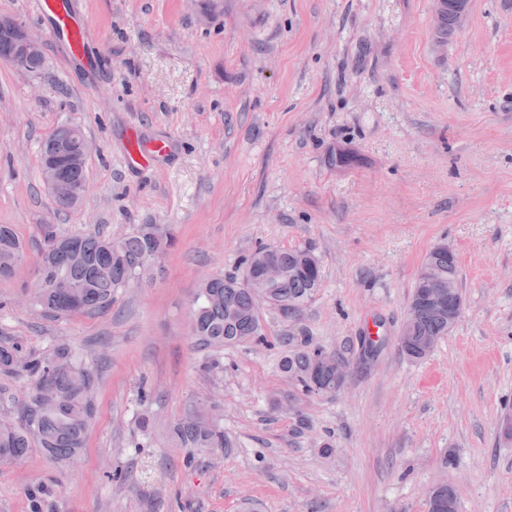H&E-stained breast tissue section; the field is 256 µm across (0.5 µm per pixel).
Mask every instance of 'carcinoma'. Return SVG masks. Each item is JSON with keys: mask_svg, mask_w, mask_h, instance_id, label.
<instances>
[{"mask_svg": "<svg viewBox=\"0 0 512 512\" xmlns=\"http://www.w3.org/2000/svg\"><path fill=\"white\" fill-rule=\"evenodd\" d=\"M459 25L457 13L445 10L436 29L437 41H447ZM80 135L79 128L61 125L45 138L41 151L50 145H64L72 151ZM43 235L38 273L47 287L34 308L51 317L110 307L119 289L149 277L154 262L176 242L171 228L157 224H142L115 245L97 233H65L53 224L43 225ZM270 255L285 268L284 276L275 282L256 281L247 288L236 287L238 279L233 277L217 276L204 282L193 302L194 333L200 344L222 348L264 340L263 305L296 316L303 312L321 281L319 258L307 248H260L246 261V269L259 274ZM22 258V242L9 226L0 225V278L11 276ZM425 262L434 267L436 278L415 283L404 325L406 355L416 360L425 358L420 352L424 342L448 334V306L452 305L449 299L443 308L427 307L419 303V296L434 290L446 293L448 281H458L456 256L448 255V247L436 245ZM20 352L15 343L0 344V371L20 367L32 380L18 420L0 428V460H19L30 449L39 448L50 459L67 462L84 448L96 416V374L80 353L67 346H57L49 356L25 362L20 360ZM326 355L322 347L305 341L282 358L279 368L305 395L332 394L344 383L326 363ZM172 434L185 448L233 447L206 402L174 425Z\"/></svg>", "mask_w": 512, "mask_h": 512, "instance_id": "1", "label": "carcinoma"}]
</instances>
